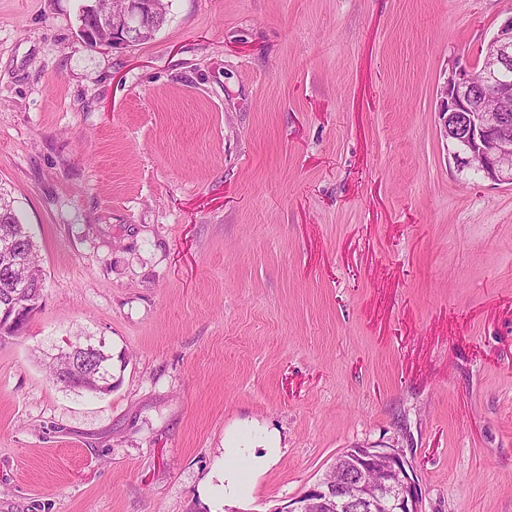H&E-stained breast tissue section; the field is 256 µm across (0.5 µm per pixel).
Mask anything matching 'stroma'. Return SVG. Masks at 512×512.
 <instances>
[{
	"mask_svg": "<svg viewBox=\"0 0 512 512\" xmlns=\"http://www.w3.org/2000/svg\"><path fill=\"white\" fill-rule=\"evenodd\" d=\"M0 0V187L45 289L0 339V512H293L402 450L420 512H512V184L457 170L436 90L512 0H169L88 45ZM104 343L110 394L51 345ZM273 441L247 499L224 450ZM252 486L243 482L240 471L236 468L224 467L223 497L224 502L231 498H244L250 496Z\"/></svg>",
	"mask_w": 512,
	"mask_h": 512,
	"instance_id": "stroma-1",
	"label": "stroma"
}]
</instances>
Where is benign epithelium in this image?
I'll use <instances>...</instances> for the list:
<instances>
[{
	"label": "benign epithelium",
	"mask_w": 512,
	"mask_h": 512,
	"mask_svg": "<svg viewBox=\"0 0 512 512\" xmlns=\"http://www.w3.org/2000/svg\"><path fill=\"white\" fill-rule=\"evenodd\" d=\"M121 11L97 18L87 11L83 39L89 44L129 46L146 34L153 0H123ZM512 71V15L487 45L482 66L452 65L439 94V135L453 144L459 169L512 184V83L500 75ZM402 451L361 446L355 458H336L329 473L299 499L292 512H419L417 489L406 472Z\"/></svg>",
	"instance_id": "benign-epithelium-1"
}]
</instances>
